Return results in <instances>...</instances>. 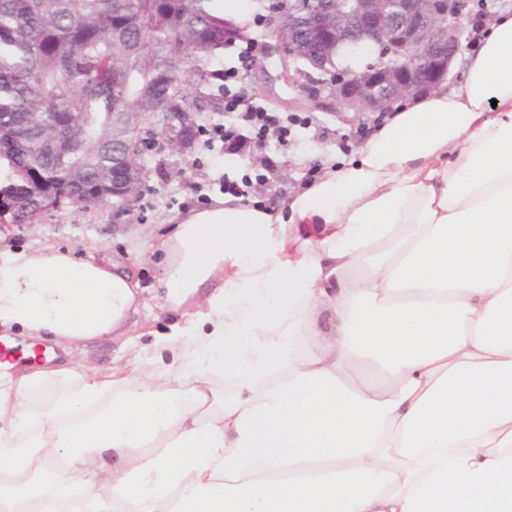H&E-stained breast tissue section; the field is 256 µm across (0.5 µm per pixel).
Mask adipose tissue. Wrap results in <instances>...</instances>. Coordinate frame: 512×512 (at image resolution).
<instances>
[{"mask_svg":"<svg viewBox=\"0 0 512 512\" xmlns=\"http://www.w3.org/2000/svg\"><path fill=\"white\" fill-rule=\"evenodd\" d=\"M279 210L174 218L131 370L0 362V512H512V14ZM133 266L0 251V333L124 336Z\"/></svg>","mask_w":512,"mask_h":512,"instance_id":"ef3b65f1","label":"adipose tissue"}]
</instances>
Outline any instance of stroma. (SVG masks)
I'll return each mask as SVG.
<instances>
[{"instance_id": "obj_1", "label": "stroma", "mask_w": 512, "mask_h": 512, "mask_svg": "<svg viewBox=\"0 0 512 512\" xmlns=\"http://www.w3.org/2000/svg\"><path fill=\"white\" fill-rule=\"evenodd\" d=\"M247 17L252 21L253 59L239 68L237 85L255 104L294 118L287 141L273 133L257 139L250 127L238 123L236 114L207 112L204 125L236 126V141L207 144L199 140L185 155L156 149L145 152L148 176L134 204L69 207L32 224L0 226V243L15 250L54 245L79 256L103 246L117 260L138 262L147 309L137 315L132 335L76 346L73 359L81 365L102 373L128 367L136 350L153 343L154 333L166 331L172 321L191 319V311H169L154 290L159 269L151 252L170 218L208 207L224 196L228 179L251 181L247 203L280 207L330 165L354 155L379 125L375 115L358 117L330 108L325 87L311 95L300 92L274 49L276 39L268 19L258 18L252 7Z\"/></svg>"}]
</instances>
